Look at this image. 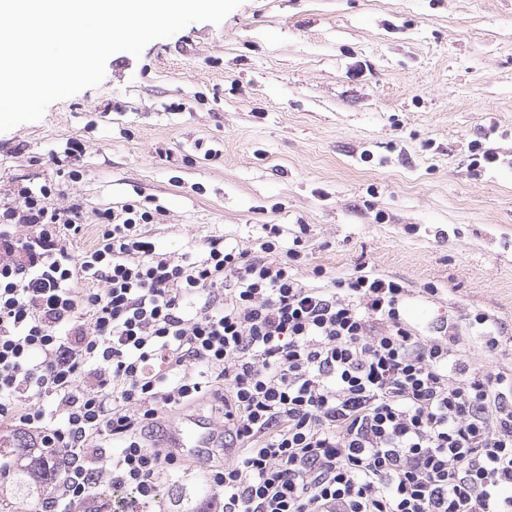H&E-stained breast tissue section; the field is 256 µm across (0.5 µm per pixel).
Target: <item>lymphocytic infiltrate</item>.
<instances>
[{
  "label": "lymphocytic infiltrate",
  "mask_w": 512,
  "mask_h": 512,
  "mask_svg": "<svg viewBox=\"0 0 512 512\" xmlns=\"http://www.w3.org/2000/svg\"><path fill=\"white\" fill-rule=\"evenodd\" d=\"M57 184L0 197V423L35 431L58 478L42 512H148L182 458L148 447L167 412L222 396L230 461L200 459L220 512H512V371L475 332L409 322V290L364 270L304 284L284 227L256 249L161 252L140 202L98 214ZM118 490L103 499L100 483Z\"/></svg>",
  "instance_id": "1"
}]
</instances>
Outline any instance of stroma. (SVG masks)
Returning a JSON list of instances; mask_svg holds the SVG:
<instances>
[{"instance_id":"1","label":"stroma","mask_w":512,"mask_h":512,"mask_svg":"<svg viewBox=\"0 0 512 512\" xmlns=\"http://www.w3.org/2000/svg\"><path fill=\"white\" fill-rule=\"evenodd\" d=\"M475 140L495 162L474 161ZM71 145L81 177L55 203H84L75 251L97 211L131 200L175 257L305 224L303 283L367 266L405 283L416 326L467 335L487 315L506 344L471 362L512 368V0H243L113 54L98 86L0 132V194L56 180ZM210 497L198 475L168 478L152 512Z\"/></svg>"}]
</instances>
